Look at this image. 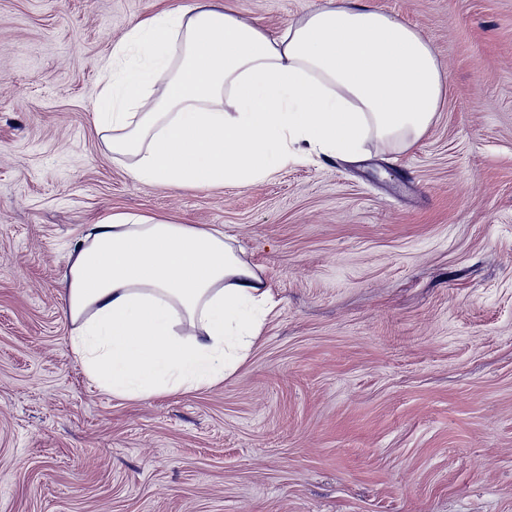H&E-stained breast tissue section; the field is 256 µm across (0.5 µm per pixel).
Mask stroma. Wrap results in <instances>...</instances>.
Masks as SVG:
<instances>
[{
    "instance_id": "35a3bbf8",
    "label": "stroma",
    "mask_w": 512,
    "mask_h": 512,
    "mask_svg": "<svg viewBox=\"0 0 512 512\" xmlns=\"http://www.w3.org/2000/svg\"><path fill=\"white\" fill-rule=\"evenodd\" d=\"M181 0H0V512H512V0H361L432 46L410 148L149 186L95 124L104 65ZM276 31L324 0H221ZM112 213L221 229L277 303L224 381L125 399L61 280Z\"/></svg>"
}]
</instances>
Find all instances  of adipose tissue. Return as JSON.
Returning a JSON list of instances; mask_svg holds the SVG:
<instances>
[{
  "mask_svg": "<svg viewBox=\"0 0 512 512\" xmlns=\"http://www.w3.org/2000/svg\"><path fill=\"white\" fill-rule=\"evenodd\" d=\"M113 54L126 64L105 74L95 121L149 185H248L312 151L407 148L443 91L418 31L357 0H327L276 34L211 0H183L136 23ZM63 284L72 352L94 383L128 399L223 381L274 309L222 232L142 215L91 225Z\"/></svg>",
  "mask_w": 512,
  "mask_h": 512,
  "instance_id": "ef3b65f1",
  "label": "adipose tissue"
}]
</instances>
